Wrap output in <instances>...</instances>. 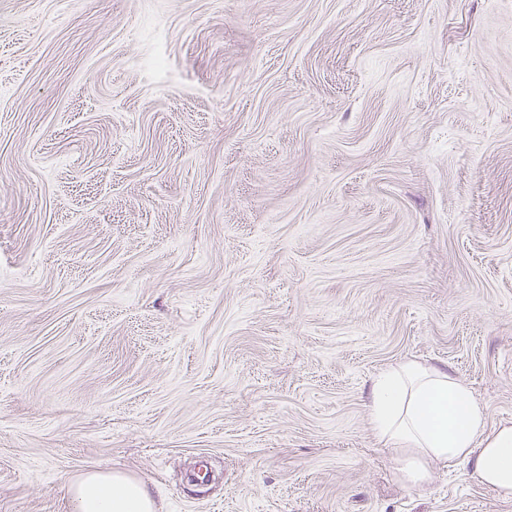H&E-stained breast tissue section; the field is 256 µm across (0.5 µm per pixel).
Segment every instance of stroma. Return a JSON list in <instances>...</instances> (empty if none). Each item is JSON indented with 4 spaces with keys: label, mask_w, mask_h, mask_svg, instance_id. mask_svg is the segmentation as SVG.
<instances>
[{
    "label": "stroma",
    "mask_w": 512,
    "mask_h": 512,
    "mask_svg": "<svg viewBox=\"0 0 512 512\" xmlns=\"http://www.w3.org/2000/svg\"><path fill=\"white\" fill-rule=\"evenodd\" d=\"M408 360L512 424V0H0V512H512ZM368 409L404 483L423 486L433 463H463L479 484L512 496V424L490 429L462 380L417 361L398 364L374 377ZM75 512H155V494L121 471L92 469L69 488Z\"/></svg>",
    "instance_id": "35a3bbf8"
}]
</instances>
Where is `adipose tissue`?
Here are the masks:
<instances>
[{
  "label": "adipose tissue",
  "mask_w": 512,
  "mask_h": 512,
  "mask_svg": "<svg viewBox=\"0 0 512 512\" xmlns=\"http://www.w3.org/2000/svg\"><path fill=\"white\" fill-rule=\"evenodd\" d=\"M368 409L404 483L423 486L432 464L463 463L479 484L512 496V424L489 427L462 380L417 361L398 364L374 377ZM69 495L74 512H156L154 493L121 471H86Z\"/></svg>",
  "instance_id": "ef3b65f1"
}]
</instances>
